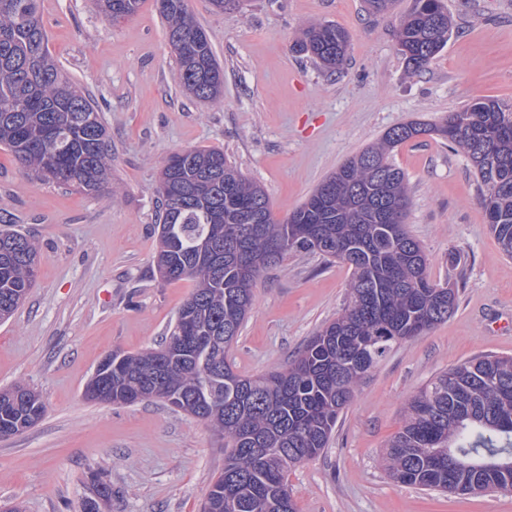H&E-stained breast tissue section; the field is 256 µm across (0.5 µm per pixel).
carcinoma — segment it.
I'll return each instance as SVG.
<instances>
[{
  "mask_svg": "<svg viewBox=\"0 0 512 512\" xmlns=\"http://www.w3.org/2000/svg\"><path fill=\"white\" fill-rule=\"evenodd\" d=\"M142 0H98L111 21L134 16ZM176 56L181 86L200 101L224 90V69L184 0H156ZM441 0H414L396 41L414 72L448 41ZM349 34L312 23L293 49L327 69L346 59ZM427 135L464 151L480 183L501 252L512 257V107L478 98L438 123L411 120L344 162L286 218L266 191L224 151L193 148L170 155L156 193L162 224L156 271L196 287L157 348L121 353L97 384L112 404L160 400L224 436V469L203 512H295L286 475L327 446L356 386L405 341L456 309V292L433 283L427 256L408 232L410 192L391 161L398 145ZM0 146L33 176L98 195L112 160L103 116L62 72L48 50L39 0H0ZM292 252L319 254L352 268L350 301L311 337L284 370L242 375L226 360L252 310L265 267ZM33 239L0 232V321L24 302L41 265ZM46 413L40 394L18 382L0 390V439L35 426ZM512 357L482 356L436 377L409 402L388 441L384 465L411 486L457 493L512 486ZM84 512H101L112 486L92 478Z\"/></svg>",
  "mask_w": 512,
  "mask_h": 512,
  "instance_id": "carcinoma-1",
  "label": "carcinoma"
}]
</instances>
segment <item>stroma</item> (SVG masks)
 Returning <instances> with one entry per match:
<instances>
[{
  "label": "stroma",
  "instance_id": "1",
  "mask_svg": "<svg viewBox=\"0 0 512 512\" xmlns=\"http://www.w3.org/2000/svg\"><path fill=\"white\" fill-rule=\"evenodd\" d=\"M224 68V95L203 102L177 80L155 0L109 22L97 0H41L49 50L101 111L112 177L91 196L28 176L0 150V222L33 236L37 281L0 322V389L24 382L47 406L31 430L0 440V512H83L90 476L112 487L110 512H199L224 466V442L159 401L103 405L84 396L112 351L157 346L190 296L189 280L155 270L161 167L188 148L224 150L285 218L347 159L411 120L435 123L472 100L512 104V0H443L453 25L428 68L413 74L394 30L413 0L372 14L365 0H242L233 13L186 0ZM332 22L350 34L342 69L291 50L301 29ZM411 190L406 227L434 283L457 307L396 346L358 385L322 454L288 472L297 512H512V493L450 494L394 482L382 458L422 387L484 354L512 356V259L478 202L467 156L422 136L392 153ZM351 270L293 253L263 271L229 350L236 371L286 368L348 302Z\"/></svg>",
  "mask_w": 512,
  "mask_h": 512
}]
</instances>
